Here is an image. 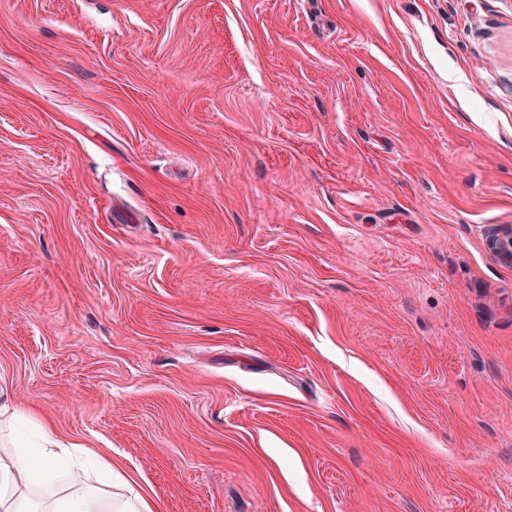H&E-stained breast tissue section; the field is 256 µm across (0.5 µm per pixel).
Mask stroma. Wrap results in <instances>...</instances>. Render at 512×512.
Listing matches in <instances>:
<instances>
[{
    "instance_id": "stroma-1",
    "label": "stroma",
    "mask_w": 512,
    "mask_h": 512,
    "mask_svg": "<svg viewBox=\"0 0 512 512\" xmlns=\"http://www.w3.org/2000/svg\"><path fill=\"white\" fill-rule=\"evenodd\" d=\"M512 0H0V384L160 512H512Z\"/></svg>"
}]
</instances>
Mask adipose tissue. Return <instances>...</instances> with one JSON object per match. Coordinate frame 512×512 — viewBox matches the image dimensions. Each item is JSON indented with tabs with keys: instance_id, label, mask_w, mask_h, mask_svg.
Listing matches in <instances>:
<instances>
[{
	"instance_id": "adipose-tissue-1",
	"label": "adipose tissue",
	"mask_w": 512,
	"mask_h": 512,
	"mask_svg": "<svg viewBox=\"0 0 512 512\" xmlns=\"http://www.w3.org/2000/svg\"><path fill=\"white\" fill-rule=\"evenodd\" d=\"M0 418L16 431L0 449V512H156L111 462L100 458L86 470L87 448L51 437L47 423L22 412L5 391Z\"/></svg>"
}]
</instances>
